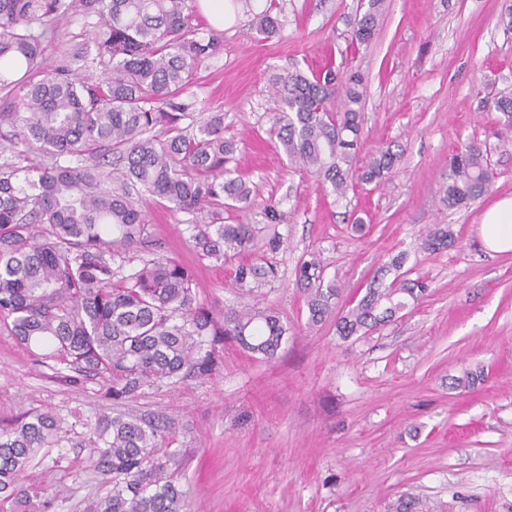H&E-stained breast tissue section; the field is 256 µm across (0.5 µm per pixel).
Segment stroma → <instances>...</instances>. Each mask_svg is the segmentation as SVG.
<instances>
[{"label": "stroma", "mask_w": 512, "mask_h": 512, "mask_svg": "<svg viewBox=\"0 0 512 512\" xmlns=\"http://www.w3.org/2000/svg\"><path fill=\"white\" fill-rule=\"evenodd\" d=\"M363 3L231 0L222 52L177 97L188 121L223 113L224 136L237 144L232 168L258 200L279 202L276 281L238 297V261L197 260L195 215L135 198L152 225L151 252L193 267L201 299L271 308L290 327L274 358L228 341L212 375L126 403L175 422L172 448L195 512H387L402 494L430 512H512V253L489 251L477 231L483 212L512 196V147H501L497 115L484 107L512 91V29L501 21L512 0H385L376 36L355 47ZM266 10L282 23L270 38L256 29ZM90 31L78 12L59 22L43 43L46 62L67 64ZM344 60L367 85L360 159L389 144L401 158L379 186L355 185L338 201L271 141L268 77ZM470 143L486 149L497 177L451 209L439 190L450 156ZM445 227L453 243L423 249ZM402 251L407 279L429 285L421 303L363 336L342 338L332 317L308 327L296 283L303 256L317 254L325 280L359 298L392 281L384 267ZM40 354L0 329V425L46 409L71 424L68 443L40 452L27 481L48 488L42 512H83L107 489L75 419L112 406L99 381L56 371ZM468 372L478 381L458 386Z\"/></svg>", "instance_id": "obj_1"}]
</instances>
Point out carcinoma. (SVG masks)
Returning <instances> with one entry per match:
<instances>
[{
    "label": "carcinoma",
    "instance_id": "carcinoma-1",
    "mask_svg": "<svg viewBox=\"0 0 512 512\" xmlns=\"http://www.w3.org/2000/svg\"><path fill=\"white\" fill-rule=\"evenodd\" d=\"M383 0H367L351 41L370 42ZM80 11L92 19L99 76L76 78L68 67L43 64L42 41L57 23ZM222 49L193 23L189 0H0V90L23 92L21 107L0 112L11 139L37 151L20 165L0 157V325L28 348L45 349L56 370L101 380L103 399L118 407L146 390L174 388L210 375L229 339L266 359L281 347L288 327L270 309H226L216 315L200 302L191 268L171 257L130 252L150 242L151 224L132 191L142 186L172 211L201 215L192 241L201 261L224 262L247 250L255 224H226L224 212L251 202L253 189L228 167L236 151L224 138V113L196 130L182 125L183 107L170 105L193 73ZM276 111L271 134L291 165L314 175L326 192L346 196L354 180L380 183L400 153L377 150L357 166L366 86L344 61L306 74L270 78ZM170 106L165 110L163 105ZM501 114V146L512 138V94L488 103ZM495 174L481 146L471 144L448 164L442 200L462 207L489 190ZM450 230L429 232L424 248L447 245ZM269 255L238 266L235 288L251 294L278 276L272 235ZM316 326L336 315L348 338L385 326L417 302L427 284L397 280L368 288L335 310L342 294L324 281L310 253L296 270ZM67 430L49 411L32 412L0 428V512L34 505L41 489L25 472L43 448H59ZM170 423L116 413L90 429L92 463L108 494L86 512H192L177 485L182 462L166 451ZM390 512H428L415 497H399Z\"/></svg>",
    "mask_w": 512,
    "mask_h": 512
}]
</instances>
